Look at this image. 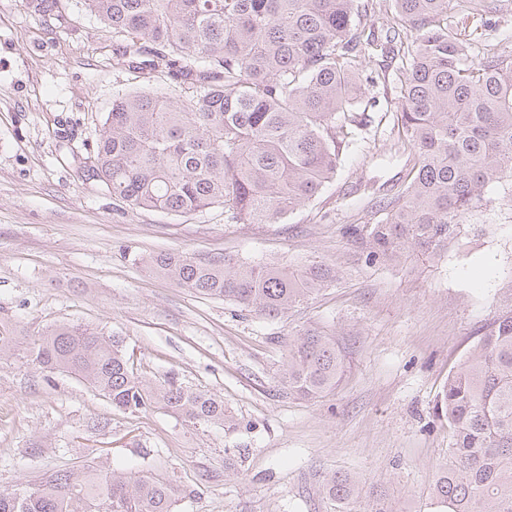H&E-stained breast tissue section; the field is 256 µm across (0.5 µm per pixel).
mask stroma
<instances>
[{"label": "stroma", "mask_w": 512, "mask_h": 512, "mask_svg": "<svg viewBox=\"0 0 512 512\" xmlns=\"http://www.w3.org/2000/svg\"><path fill=\"white\" fill-rule=\"evenodd\" d=\"M481 29L485 54L512 52V0ZM367 87L377 107L342 144L335 178L272 224H231L220 206L189 214L135 209L84 177L103 117L143 80L112 66V31L83 0H0V490L92 466L177 487L176 512H434L430 491L448 463L447 418L435 405L450 371L512 314V180L487 188L441 257L411 251L370 263L350 226L386 217L380 200L407 184L398 142L399 74ZM335 267L327 288L269 318L150 273L139 256ZM81 324L120 337L142 380L167 379L223 398L235 428L191 424L161 408L122 412L76 375L50 373L28 350L49 327ZM333 336L346 355L340 385L288 395L279 374L289 339ZM245 455L226 467L233 449ZM335 472L360 481L357 503L324 489Z\"/></svg>", "instance_id": "stroma-1"}]
</instances>
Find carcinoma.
<instances>
[{"mask_svg": "<svg viewBox=\"0 0 512 512\" xmlns=\"http://www.w3.org/2000/svg\"><path fill=\"white\" fill-rule=\"evenodd\" d=\"M112 28L113 65L165 74L191 94L174 100L148 88L117 96L106 113L88 176L131 205L174 213L224 207L235 224L272 223L314 199L335 175L339 145L362 125L371 50L405 62L396 112L414 154L411 181L366 229V259L408 251L435 258L493 183L512 178V54L471 51L488 0H394L403 41L384 42L362 24L355 0H84ZM456 19L448 30V13ZM182 288L278 317L336 279L312 264L196 261L170 253L141 258ZM39 366L82 378L118 410L164 408L192 424L231 420L224 399L134 374L123 341L63 324L33 342ZM344 357L336 340L306 330L288 342L280 381L318 398L336 388ZM437 411L452 434L448 468L431 489L436 512H512V315L482 336L448 375ZM326 493L345 504L359 481L335 473ZM178 491L155 478L86 468L33 487L0 492V512H174Z\"/></svg>", "mask_w": 512, "mask_h": 512, "instance_id": "1", "label": "carcinoma"}]
</instances>
